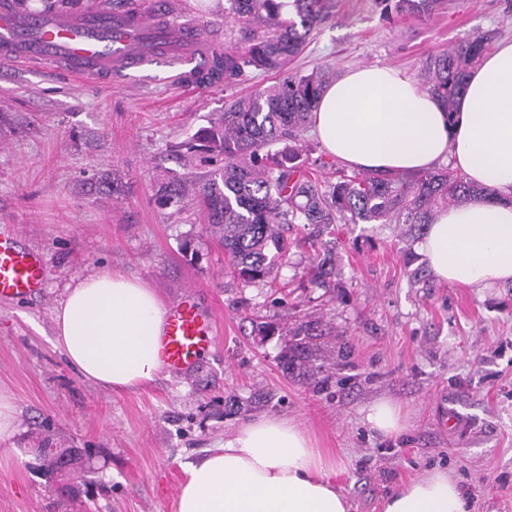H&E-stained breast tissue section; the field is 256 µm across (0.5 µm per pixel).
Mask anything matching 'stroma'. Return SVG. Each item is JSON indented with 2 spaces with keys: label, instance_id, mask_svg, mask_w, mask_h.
Segmentation results:
<instances>
[{
  "label": "stroma",
  "instance_id": "35a3bbf8",
  "mask_svg": "<svg viewBox=\"0 0 512 512\" xmlns=\"http://www.w3.org/2000/svg\"><path fill=\"white\" fill-rule=\"evenodd\" d=\"M179 3L238 45L224 0ZM476 35L512 40V0H448L435 15L392 19L376 0H338L286 70L380 65L420 83L429 54ZM278 80L207 88L152 65L107 85L0 62V232L44 262L40 294L0 301V391L17 408L16 435L0 440V512H176L186 464L262 416L294 419L341 463L351 512H381L391 491L434 466L466 488L473 512H512V283L436 281L417 225L340 224L330 286L317 288L307 275L315 227L296 224L282 264L246 284L194 211L158 206L161 181L213 167L175 146L225 102ZM104 174L122 193L88 192ZM104 269L148 282L167 305L194 289L216 339L190 375L115 394L53 347L65 286ZM262 323L322 333L317 374L284 372V338L259 335ZM379 398L401 406L404 433L364 426L362 409ZM46 448L90 452V468L50 473Z\"/></svg>",
  "mask_w": 512,
  "mask_h": 512
}]
</instances>
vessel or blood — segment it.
Wrapping results in <instances>:
<instances>
[{"mask_svg":"<svg viewBox=\"0 0 512 512\" xmlns=\"http://www.w3.org/2000/svg\"><path fill=\"white\" fill-rule=\"evenodd\" d=\"M176 0L162 9L122 16L94 15L20 17L12 0H0V61L52 64L92 79L111 80L153 62L177 67L179 75L196 71L205 52L200 47L204 25L178 20ZM44 285L41 255L0 234V299L29 298ZM214 342L213 320L187 292L170 306L160 357L173 375L190 373L199 356Z\"/></svg>","mask_w":512,"mask_h":512,"instance_id":"b4317fda","label":"vessel or blood"}]
</instances>
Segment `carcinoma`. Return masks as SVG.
<instances>
[{
  "label": "carcinoma",
  "instance_id": "1",
  "mask_svg": "<svg viewBox=\"0 0 512 512\" xmlns=\"http://www.w3.org/2000/svg\"><path fill=\"white\" fill-rule=\"evenodd\" d=\"M384 10L401 17L422 18L444 0H380ZM289 7L288 15L283 8ZM336 0H224V16L240 25L244 47L211 51L209 79L235 83L253 73L279 72L300 56L309 35L333 13ZM488 49L482 35L460 41L423 62V85L455 112L466 91V79ZM333 72L316 67L296 72L282 82L231 100L210 126L194 139L222 165L197 178L173 176L158 187L165 206L181 212L196 208L209 232L224 246L237 277L252 283L267 277L288 253L281 234L285 224H428L433 212L449 205L487 199L492 191L444 169L424 171L405 179L400 175L364 172L321 180L303 158L304 135L311 112ZM311 281L325 286L330 275L316 242ZM310 345L284 347L279 364L288 369L306 362Z\"/></svg>",
  "mask_w": 512,
  "mask_h": 512
}]
</instances>
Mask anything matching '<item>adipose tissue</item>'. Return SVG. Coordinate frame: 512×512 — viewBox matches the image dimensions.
Returning <instances> with one entry per match:
<instances>
[{"instance_id": "adipose-tissue-1", "label": "adipose tissue", "mask_w": 512, "mask_h": 512, "mask_svg": "<svg viewBox=\"0 0 512 512\" xmlns=\"http://www.w3.org/2000/svg\"><path fill=\"white\" fill-rule=\"evenodd\" d=\"M324 150L353 170L412 174L448 162L493 198L435 211L418 245L437 281L477 287L512 282V41L471 72L454 115L400 71L357 67L329 83L311 114ZM167 310L145 282L112 270L68 284L52 312L53 344L87 381L115 393L161 374ZM362 421L383 436L406 427L399 405L379 399ZM336 460L293 419L243 424L188 464L177 512H350ZM383 512H472L441 468L409 479Z\"/></svg>"}]
</instances>
